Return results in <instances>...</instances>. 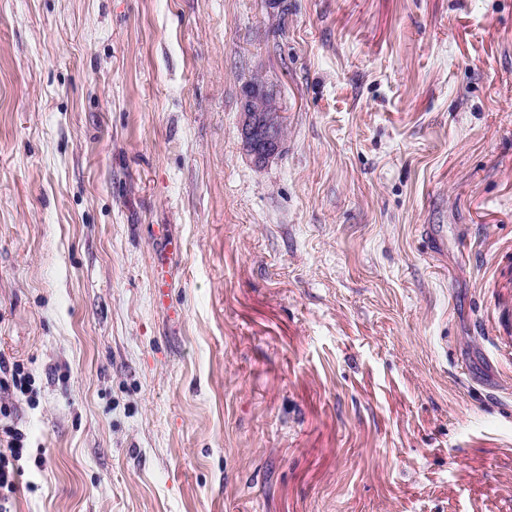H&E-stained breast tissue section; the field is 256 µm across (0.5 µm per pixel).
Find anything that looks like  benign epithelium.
<instances>
[{"instance_id": "1", "label": "benign epithelium", "mask_w": 512, "mask_h": 512, "mask_svg": "<svg viewBox=\"0 0 512 512\" xmlns=\"http://www.w3.org/2000/svg\"><path fill=\"white\" fill-rule=\"evenodd\" d=\"M273 92L262 82L245 87L240 112V137L252 165L261 168L282 150L283 115L270 101Z\"/></svg>"}]
</instances>
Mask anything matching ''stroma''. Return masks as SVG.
Returning a JSON list of instances; mask_svg holds the SVG:
<instances>
[{"instance_id":"35a3bbf8","label":"stroma","mask_w":512,"mask_h":512,"mask_svg":"<svg viewBox=\"0 0 512 512\" xmlns=\"http://www.w3.org/2000/svg\"><path fill=\"white\" fill-rule=\"evenodd\" d=\"M0 355L8 512H512V0H0ZM256 81L259 80L253 79L247 84ZM271 96L273 92L263 82L251 84L244 90L240 137L254 168L266 166L282 150L283 115L269 100ZM32 382L31 376L19 363L0 358V397L3 394L6 398L26 397L31 401ZM11 404L9 401L2 402L0 398V434H4L7 444L5 451L0 450V510L2 512H8L4 504L8 503L11 494L14 493L16 478L23 471L19 462L27 450L26 437L21 430L12 425L2 426V418L8 419L11 416Z\"/></svg>"}]
</instances>
